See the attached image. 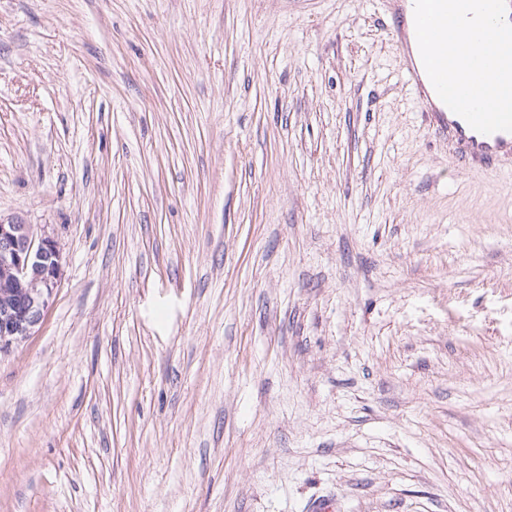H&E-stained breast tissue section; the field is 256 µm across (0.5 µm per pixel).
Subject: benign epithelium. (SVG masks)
Here are the masks:
<instances>
[{
    "instance_id": "obj_1",
    "label": "benign epithelium",
    "mask_w": 512,
    "mask_h": 512,
    "mask_svg": "<svg viewBox=\"0 0 512 512\" xmlns=\"http://www.w3.org/2000/svg\"><path fill=\"white\" fill-rule=\"evenodd\" d=\"M63 275L56 240L33 224L0 221V354L33 335Z\"/></svg>"
}]
</instances>
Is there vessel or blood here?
<instances>
[{"mask_svg":"<svg viewBox=\"0 0 512 512\" xmlns=\"http://www.w3.org/2000/svg\"><path fill=\"white\" fill-rule=\"evenodd\" d=\"M393 35L400 51L406 86L415 96L430 129L443 139L451 158L472 174L512 176V132L481 134L452 112L437 95L415 39L414 0H393Z\"/></svg>","mask_w":512,"mask_h":512,"instance_id":"1","label":"vessel or blood"}]
</instances>
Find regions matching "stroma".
<instances>
[{
  "mask_svg": "<svg viewBox=\"0 0 512 512\" xmlns=\"http://www.w3.org/2000/svg\"><path fill=\"white\" fill-rule=\"evenodd\" d=\"M0 512H512V182L457 172L388 0H0ZM63 275L56 240L33 224L0 221V354L33 335Z\"/></svg>",
  "mask_w": 512,
  "mask_h": 512,
  "instance_id": "35a3bbf8",
  "label": "stroma"
}]
</instances>
